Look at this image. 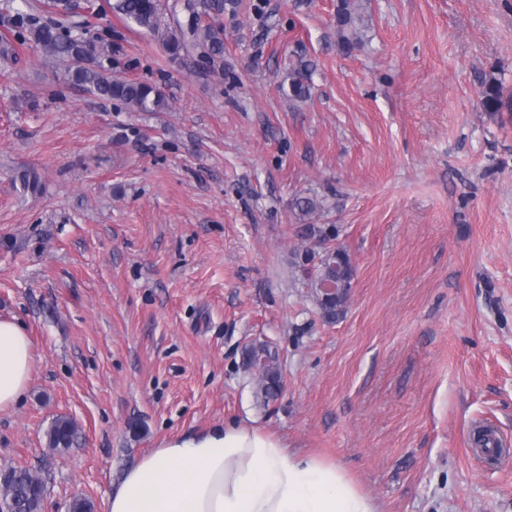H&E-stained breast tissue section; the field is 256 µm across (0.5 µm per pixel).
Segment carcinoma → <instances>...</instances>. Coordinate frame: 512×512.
Masks as SVG:
<instances>
[{
	"label": "carcinoma",
	"mask_w": 512,
	"mask_h": 512,
	"mask_svg": "<svg viewBox=\"0 0 512 512\" xmlns=\"http://www.w3.org/2000/svg\"><path fill=\"white\" fill-rule=\"evenodd\" d=\"M227 0H66L65 13L78 11L98 15L105 11L152 34L173 60L194 56L204 59L211 67L224 61V26L216 18L224 14ZM361 0H338L336 31L343 51L357 49L363 39L364 16ZM16 39L22 45L32 43L52 61L63 80L71 87L106 100H118L139 112H159L168 106L163 92L141 81L114 78L102 63L110 49L84 37L83 32L71 30L60 23L32 22L26 13H16ZM312 67L300 63L288 73L290 95L306 97L311 88ZM480 103L486 112H499L505 106L502 83L496 78L485 81ZM17 180L23 192L32 195L42 189L37 171L21 172ZM266 377L265 397L275 396L280 374L271 362L261 365ZM77 429L72 420L59 417L48 431V445L64 452L72 447ZM10 479L6 493L14 500V512H37L41 508L44 489L34 482V473L27 468L9 467Z\"/></svg>",
	"instance_id": "cac0c4a2"
}]
</instances>
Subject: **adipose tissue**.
Listing matches in <instances>:
<instances>
[{
  "instance_id": "adipose-tissue-1",
  "label": "adipose tissue",
  "mask_w": 512,
  "mask_h": 512,
  "mask_svg": "<svg viewBox=\"0 0 512 512\" xmlns=\"http://www.w3.org/2000/svg\"><path fill=\"white\" fill-rule=\"evenodd\" d=\"M35 360L16 321L0 319V411L28 390ZM108 512H379L338 463L255 428L228 425L166 441L125 471Z\"/></svg>"
}]
</instances>
